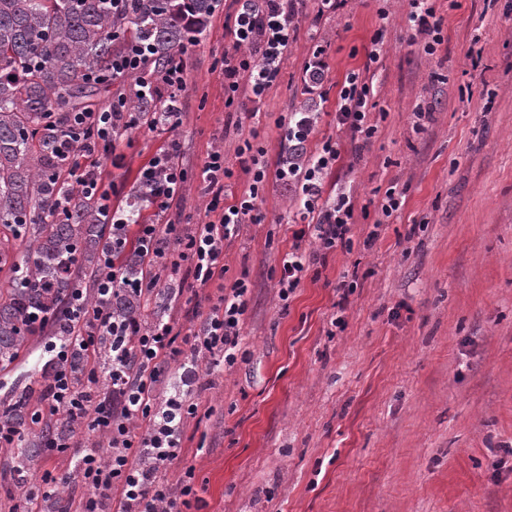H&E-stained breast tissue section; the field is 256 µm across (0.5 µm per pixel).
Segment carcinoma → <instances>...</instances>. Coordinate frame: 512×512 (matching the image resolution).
<instances>
[{
    "mask_svg": "<svg viewBox=\"0 0 512 512\" xmlns=\"http://www.w3.org/2000/svg\"><path fill=\"white\" fill-rule=\"evenodd\" d=\"M216 7L217 0H124L114 12L112 0H0V224L25 245L18 258L10 242L0 240V265L12 271L0 290V365L13 364L32 336L70 334L65 309L71 295L85 286L84 305L95 306L93 288L112 249L109 206L71 183L79 143L70 138V114L88 111L87 99L112 84V56L126 41L152 44L150 63L162 69L206 32ZM128 108L156 128L168 127L169 113L181 111L180 102L141 96L136 85ZM147 197V188L133 187L134 203L124 209L130 221H137ZM142 276L139 256L126 255L121 277ZM108 314L116 321L141 316V297L118 290ZM96 349L108 368L112 336H97ZM66 372L84 381L83 350H73ZM41 396L31 386L17 391L0 416L19 428ZM82 427L75 418L46 419L15 451L17 485H26L27 463L48 440L63 443Z\"/></svg>",
    "mask_w": 512,
    "mask_h": 512,
    "instance_id": "obj_1",
    "label": "carcinoma"
}]
</instances>
